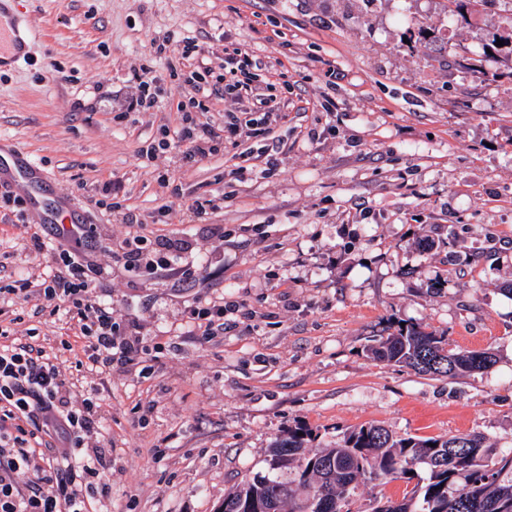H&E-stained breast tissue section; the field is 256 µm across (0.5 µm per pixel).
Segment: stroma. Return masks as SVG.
Instances as JSON below:
<instances>
[{"mask_svg":"<svg viewBox=\"0 0 512 512\" xmlns=\"http://www.w3.org/2000/svg\"><path fill=\"white\" fill-rule=\"evenodd\" d=\"M27 10L40 37L0 72V136L42 164L103 245L128 237V206L140 235L193 244L180 261L196 272L189 288L102 258L96 299L145 350L100 379L76 369L83 342L68 317L12 294L51 270L26 205L0 207V326L56 358L69 381L105 387L106 512H217L238 483L267 473L270 443L297 425L319 448L378 424L402 437L475 432L512 456L511 13L487 0L459 14L448 0H34ZM169 34L202 46L207 87L225 51H251L256 84L272 82L287 120L196 163L175 149L140 157L175 126L196 65L154 53ZM140 78L164 92L125 113ZM267 139L280 144L279 169L236 180L237 167H263ZM108 180L120 181L117 198L100 194ZM211 195L223 208L192 221L188 198ZM426 235L438 243L429 252L417 247ZM200 297L240 305L207 342L185 328ZM400 323L496 362L448 379L368 359L365 346Z\"/></svg>","mask_w":512,"mask_h":512,"instance_id":"1","label":"stroma"}]
</instances>
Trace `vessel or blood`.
Wrapping results in <instances>:
<instances>
[{
    "label": "vessel or blood",
    "instance_id": "vessel-or-blood-1",
    "mask_svg": "<svg viewBox=\"0 0 512 512\" xmlns=\"http://www.w3.org/2000/svg\"><path fill=\"white\" fill-rule=\"evenodd\" d=\"M14 3L15 0H0V69L16 62L36 37L31 18L20 15ZM3 183L26 198L38 223L56 225L67 235L81 234L82 229L70 204L48 192V177L39 164L11 139L1 136L0 184Z\"/></svg>",
    "mask_w": 512,
    "mask_h": 512
}]
</instances>
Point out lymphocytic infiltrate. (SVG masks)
<instances>
[{"label":"lymphocytic infiltrate","instance_id":"lymphocytic-infiltrate-1","mask_svg":"<svg viewBox=\"0 0 512 512\" xmlns=\"http://www.w3.org/2000/svg\"><path fill=\"white\" fill-rule=\"evenodd\" d=\"M249 63L250 54L242 48L225 58L224 65L235 79L225 83L221 93L250 103L252 119L243 122L228 112L223 126L216 127L201 121L197 113H183L169 142L184 161L196 162L218 151L228 134L265 135L280 104L267 89L254 85L251 77L237 78V71ZM185 248V242L162 240L153 254L146 237L135 235L121 250L112 252L111 258L127 271L152 275L171 270L175 255ZM47 258L52 263L63 261L65 271L40 284L24 282L16 288V295L25 301L37 299L48 315L62 310L72 314L84 339L88 370L108 374L114 366L133 361L143 350L141 339L118 340L119 323L93 295L99 266L61 245L51 248ZM236 310V305L210 301L191 306L186 318L193 335L205 341L223 332L225 315ZM7 335L0 328V512H93L99 495V450L105 445L98 415L99 390L94 386L73 390L59 363L34 354L29 345L7 342ZM42 435L55 444L54 453L45 458L34 451ZM21 474L28 476L27 485H19Z\"/></svg>","mask_w":512,"mask_h":512}]
</instances>
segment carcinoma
I'll return each mask as SVG.
<instances>
[{
  "mask_svg": "<svg viewBox=\"0 0 512 512\" xmlns=\"http://www.w3.org/2000/svg\"><path fill=\"white\" fill-rule=\"evenodd\" d=\"M370 358L419 374L454 378L495 363L488 351L448 348L444 336L397 326L367 348ZM309 430L290 428L270 445L271 474L256 475L224 495L221 512H351L359 485L416 481L412 494L373 512H512V456L478 433L448 438H395L379 425L351 431L338 448H316Z\"/></svg>",
  "mask_w": 512,
  "mask_h": 512,
  "instance_id": "obj_1",
  "label": "carcinoma"
}]
</instances>
